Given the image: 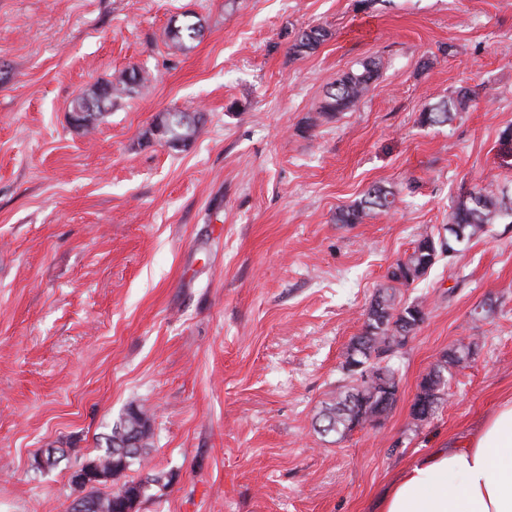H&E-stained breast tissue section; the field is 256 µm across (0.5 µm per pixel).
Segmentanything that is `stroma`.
Listing matches in <instances>:
<instances>
[{"label": "stroma", "instance_id": "35a3bbf8", "mask_svg": "<svg viewBox=\"0 0 512 512\" xmlns=\"http://www.w3.org/2000/svg\"><path fill=\"white\" fill-rule=\"evenodd\" d=\"M187 14L204 31L181 46ZM309 27L328 38L294 55ZM367 60L369 94L318 118ZM132 68L144 85L71 124L77 94ZM460 86L467 112L420 126ZM175 109L204 117L177 149L152 133ZM510 126L512 0H0V512H68L72 472L133 403L153 436L124 477L170 480L137 512H375L416 455L512 398L508 217L400 290L425 316L384 421L314 428L388 267L445 236L460 195L512 194ZM374 184L394 207L337 223ZM460 342L473 359L414 424ZM50 448L66 454L37 468ZM469 352V346H453L448 352L444 353L441 359L430 369L428 374L424 377L423 382L419 385L421 389L419 396L426 399L428 408L424 407L420 416H412L414 424L419 425L435 413L437 407L444 399V390L447 383L446 375L450 374L452 368L462 365Z\"/></svg>", "mask_w": 512, "mask_h": 512}]
</instances>
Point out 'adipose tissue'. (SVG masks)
<instances>
[{
  "mask_svg": "<svg viewBox=\"0 0 512 512\" xmlns=\"http://www.w3.org/2000/svg\"><path fill=\"white\" fill-rule=\"evenodd\" d=\"M378 512H512V398L463 440L418 455Z\"/></svg>",
  "mask_w": 512,
  "mask_h": 512,
  "instance_id": "adipose-tissue-1",
  "label": "adipose tissue"
}]
</instances>
